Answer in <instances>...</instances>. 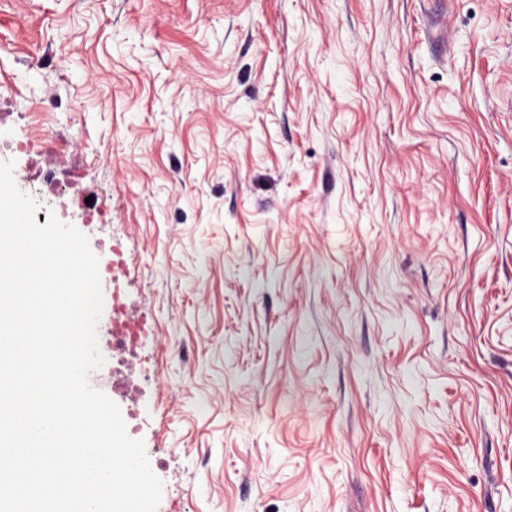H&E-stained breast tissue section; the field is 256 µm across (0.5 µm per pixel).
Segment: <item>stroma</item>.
I'll return each instance as SVG.
<instances>
[{
  "label": "stroma",
  "instance_id": "stroma-1",
  "mask_svg": "<svg viewBox=\"0 0 512 512\" xmlns=\"http://www.w3.org/2000/svg\"><path fill=\"white\" fill-rule=\"evenodd\" d=\"M0 128L124 245L157 512H512V0H0Z\"/></svg>",
  "mask_w": 512,
  "mask_h": 512
}]
</instances>
